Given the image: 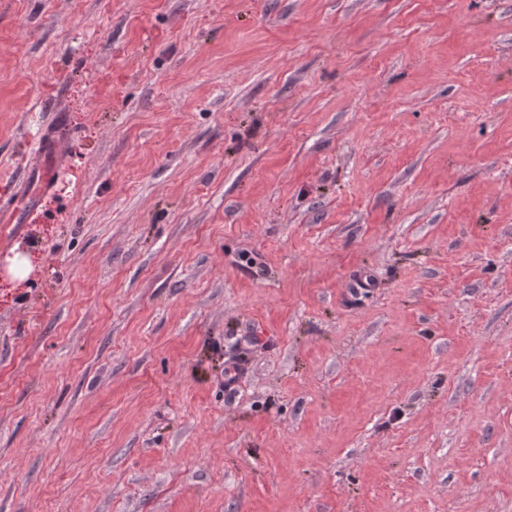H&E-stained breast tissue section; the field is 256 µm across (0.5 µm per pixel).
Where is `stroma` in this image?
I'll use <instances>...</instances> for the list:
<instances>
[{
  "label": "stroma",
  "mask_w": 512,
  "mask_h": 512,
  "mask_svg": "<svg viewBox=\"0 0 512 512\" xmlns=\"http://www.w3.org/2000/svg\"><path fill=\"white\" fill-rule=\"evenodd\" d=\"M54 108L0 512H512V0H0Z\"/></svg>",
  "instance_id": "stroma-1"
}]
</instances>
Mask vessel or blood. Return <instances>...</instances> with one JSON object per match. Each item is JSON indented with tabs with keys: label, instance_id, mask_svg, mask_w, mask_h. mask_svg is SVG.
Returning a JSON list of instances; mask_svg holds the SVG:
<instances>
[{
	"label": "vessel or blood",
	"instance_id": "b4317fda",
	"mask_svg": "<svg viewBox=\"0 0 512 512\" xmlns=\"http://www.w3.org/2000/svg\"><path fill=\"white\" fill-rule=\"evenodd\" d=\"M64 120V113H52L37 139L31 163L20 177L11 180L6 191L0 192L1 224H25L27 211L54 189L57 172L69 156L68 145L57 139L54 133Z\"/></svg>",
	"mask_w": 512,
	"mask_h": 512
}]
</instances>
